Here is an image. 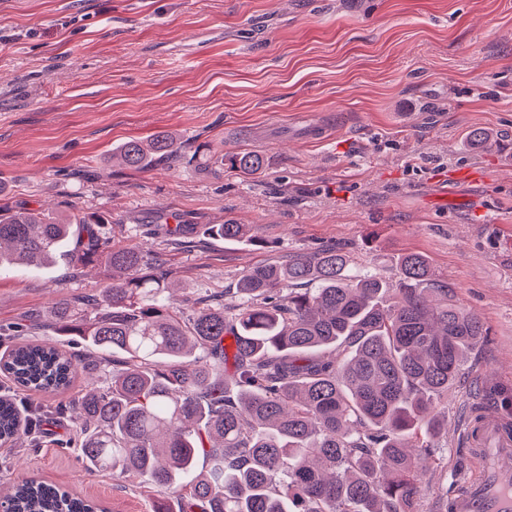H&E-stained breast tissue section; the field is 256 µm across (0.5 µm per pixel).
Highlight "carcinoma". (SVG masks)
I'll list each match as a JSON object with an SVG mask.
<instances>
[{
  "mask_svg": "<svg viewBox=\"0 0 512 512\" xmlns=\"http://www.w3.org/2000/svg\"><path fill=\"white\" fill-rule=\"evenodd\" d=\"M187 158L166 132L112 152L146 170ZM221 164L252 174L255 152ZM211 233L260 242L232 219ZM104 262L112 284L54 304L49 320L98 353L105 378L74 398V439L88 471H120L175 489L178 512H420V465L448 433L441 404L487 329L452 302L427 258L405 255L399 279L353 268L330 246L249 268L237 302L191 314L167 296L162 258L112 242L109 221L77 212L56 221L19 208L0 213V267H43L63 252ZM0 367V445L63 410L20 418V391L70 387L76 358L50 342L19 343ZM5 512H106L33 478L12 484Z\"/></svg>",
  "mask_w": 512,
  "mask_h": 512,
  "instance_id": "1",
  "label": "carcinoma"
}]
</instances>
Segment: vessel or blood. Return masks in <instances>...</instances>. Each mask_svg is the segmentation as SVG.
<instances>
[{"mask_svg":"<svg viewBox=\"0 0 512 512\" xmlns=\"http://www.w3.org/2000/svg\"><path fill=\"white\" fill-rule=\"evenodd\" d=\"M479 475L452 496L449 512H512V421L484 416L470 439Z\"/></svg>","mask_w":512,"mask_h":512,"instance_id":"obj_1","label":"vessel or blood"}]
</instances>
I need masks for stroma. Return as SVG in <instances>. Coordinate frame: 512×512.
<instances>
[{
	"mask_svg": "<svg viewBox=\"0 0 512 512\" xmlns=\"http://www.w3.org/2000/svg\"><path fill=\"white\" fill-rule=\"evenodd\" d=\"M481 128L487 147L471 145ZM159 131L196 158L144 171L113 148ZM247 149L261 171L225 166ZM0 208L106 216L166 262L174 303L236 287L251 266L333 243L395 280L420 253L490 331L448 396V435L420 503L476 471L463 438L483 393L512 416V0H0ZM232 219L260 242L205 235ZM185 225L188 236L169 235ZM112 281L108 265L0 270V324L43 317ZM52 437L0 446V467L107 512L174 504L86 472Z\"/></svg>",
	"mask_w": 512,
	"mask_h": 512,
	"instance_id": "1",
	"label": "stroma"
}]
</instances>
